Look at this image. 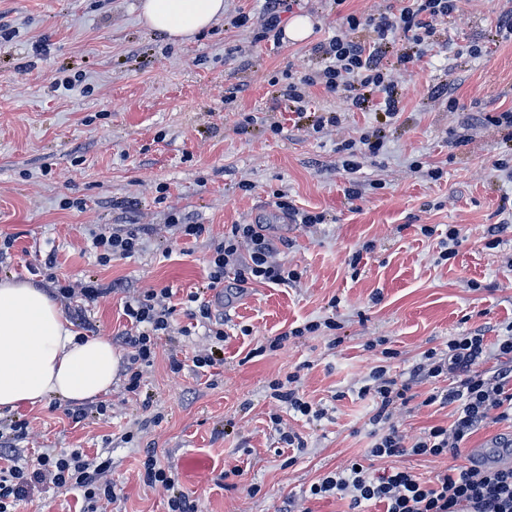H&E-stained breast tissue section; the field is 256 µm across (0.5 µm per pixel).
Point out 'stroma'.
<instances>
[{"instance_id":"35a3bbf8","label":"stroma","mask_w":512,"mask_h":512,"mask_svg":"<svg viewBox=\"0 0 512 512\" xmlns=\"http://www.w3.org/2000/svg\"><path fill=\"white\" fill-rule=\"evenodd\" d=\"M139 0H0V235L10 236L0 278L44 288L49 276L97 279L117 292L90 304L86 336L116 337L126 296L172 288L177 297L202 285L214 241L231 225L258 224L276 260L301 272L292 286L255 284L225 295L224 363L172 373L170 352L193 356L210 339L181 335L174 317L139 394L115 381L106 415L78 424L66 402L48 398L0 412L24 419V455L41 448L109 452L118 494L112 512H168L167 500L140 477L146 449L171 467L198 512H346L347 501L305 498L309 485L363 457L370 444L371 403L357 392L371 369L386 365L406 378L423 352L450 337L483 333L484 370H495V345L512 325V176L497 163L507 152L492 119L512 111V40L497 35L505 0H460L438 26L419 61L394 65L402 111L386 127L379 153L364 154L361 195L346 194L339 167L345 144L359 141L379 116L349 110L322 86L308 87L309 112L288 109V79L314 71V48L336 34L346 15L398 7V0H299L308 17L304 41L262 37L263 0H226L223 17L184 42L146 27ZM446 83L456 99L435 98ZM341 123L313 132L315 116ZM280 123L281 133L270 126ZM439 168V180L427 171ZM286 194L322 224H294L277 206ZM205 225L196 242L171 240V213ZM136 222L154 233L128 259L100 264L91 230ZM434 233L421 235V225ZM462 230L455 257L438 261L449 225ZM502 225L498 236L489 228ZM359 264H352V257ZM338 331L320 329L266 350L271 337L328 312ZM263 355H256V348ZM397 350L383 359V349ZM300 375V391L323 408L318 420L270 396L272 381ZM450 378L415 385L395 424L415 436L449 425L452 407L425 405ZM292 430L305 442L297 463L280 440ZM239 469L233 482L224 473ZM73 490L32 484L17 512H78Z\"/></svg>"}]
</instances>
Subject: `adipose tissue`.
I'll use <instances>...</instances> for the list:
<instances>
[{
  "instance_id": "obj_1",
  "label": "adipose tissue",
  "mask_w": 512,
  "mask_h": 512,
  "mask_svg": "<svg viewBox=\"0 0 512 512\" xmlns=\"http://www.w3.org/2000/svg\"><path fill=\"white\" fill-rule=\"evenodd\" d=\"M145 25L186 40L224 14V0H140ZM120 356L109 338L82 336L42 288L0 279V411L49 397L88 403L107 395Z\"/></svg>"
}]
</instances>
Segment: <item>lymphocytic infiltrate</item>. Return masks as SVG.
I'll use <instances>...</instances> for the list:
<instances>
[{"instance_id": "lymphocytic-infiltrate-1", "label": "lymphocytic infiltrate", "mask_w": 512, "mask_h": 512, "mask_svg": "<svg viewBox=\"0 0 512 512\" xmlns=\"http://www.w3.org/2000/svg\"><path fill=\"white\" fill-rule=\"evenodd\" d=\"M457 2L411 0L395 13L366 18L347 15L343 30L316 46L320 69L289 82L287 95L295 112L306 109L307 87L320 84L358 109L370 96H378L382 117L396 118L402 92L391 78L393 65L386 58L387 52L395 51L396 63L401 65L419 60L424 47L434 42L436 21L450 18ZM364 28L371 32L369 40H357L356 32ZM152 233V227L146 224L116 227L95 234L93 246L100 262L127 259ZM273 255L274 249L260 225H231L227 235L213 246L205 290L223 287L227 282L237 290L255 283L299 282L301 272L274 261ZM205 290L186 296L191 305L189 318L207 329L216 341L206 353L193 356L198 368L221 363L225 336V321L213 315L204 298ZM172 296L171 289L163 288L129 296L124 302L127 325L121 338L127 350L124 375L129 392L140 389L143 370L155 357L157 339L172 331L176 312ZM486 353L483 336L466 334L450 339L446 350L426 352L423 362L412 367L406 380L389 376L385 367L372 368L358 391L360 398L372 403L369 423L374 442L368 451L370 460L361 465L351 462L328 472L310 485L308 498L336 495L348 500L350 512H363L367 506L378 507L380 512H512V469L460 461L463 445L486 420L512 423V333L497 343L502 363L494 372L481 368ZM444 375L455 377V386L430 393L425 402L453 406L452 423L430 427L414 437L400 431L393 422L394 412L412 400L413 386L420 379ZM27 436L26 421L0 425V512H16L17 503L26 498L36 481L80 491V512H108L116 499L108 478L109 458L91 457L84 449L73 448L25 460L19 445ZM408 456L450 457L454 463L426 480L405 466ZM376 458L383 459V467L373 466ZM142 468L144 484L166 495L169 512H196L194 501L176 490L174 478L161 467L155 452H146Z\"/></svg>"}]
</instances>
